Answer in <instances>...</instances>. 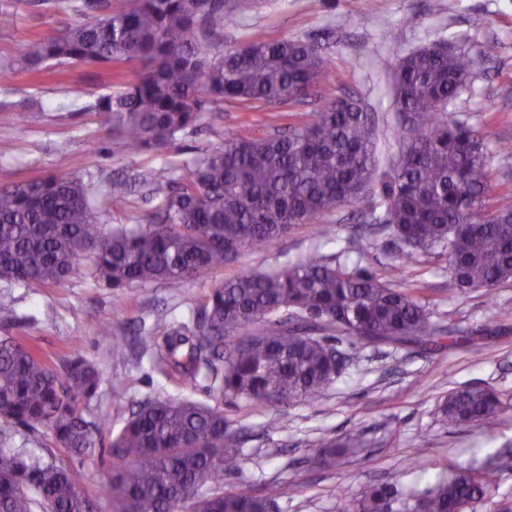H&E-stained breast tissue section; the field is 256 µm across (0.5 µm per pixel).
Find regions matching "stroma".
Segmentation results:
<instances>
[{"instance_id": "35a3bbf8", "label": "stroma", "mask_w": 512, "mask_h": 512, "mask_svg": "<svg viewBox=\"0 0 512 512\" xmlns=\"http://www.w3.org/2000/svg\"><path fill=\"white\" fill-rule=\"evenodd\" d=\"M79 0H0L9 15L0 22V101L13 109L0 113V141L12 150L0 155V185L25 183L52 173L78 177L92 197L115 179L131 189L113 200L100 224H138L156 201L143 177L188 176L194 159L209 153L225 137H270L287 132L297 117L318 111L325 98L357 100L379 123V172L392 171L401 157L395 68L400 58L422 47L447 43L473 59L466 87L447 105L446 117L476 131L488 153L499 187L491 193L496 207L512 206L504 191L512 184V156L495 151L512 139V0H252L225 10L220 47L243 48L282 39L317 43L330 74L320 92L298 102L271 105L260 101L208 102L196 128L180 133L165 148L131 153L90 106L105 94L122 90L142 69L132 60L115 66L71 62L34 73L21 60V46L34 45L49 26L60 30L96 19V12L75 11ZM497 52L485 57V44ZM382 183L372 181L357 203L346 204L296 226L264 253L247 251L186 282L135 284L115 291L82 273L62 284L29 286L0 278V304L15 317L0 323V338L13 336L38 349L51 365L73 352L101 370L98 396L88 417L106 420L119 431L138 403L148 398L188 397L211 403L209 380L179 385L158 371V347L130 343L124 355L109 356L108 344L93 332L101 321L127 334L138 327L186 320L212 288L247 270L268 271L318 252L327 261L360 263L377 274L399 262L401 244L379 224L384 214ZM329 225L328 236L316 225ZM401 287H423L430 300L431 327L454 335L476 331L470 345L426 351L411 345L339 342L348 361L326 394L258 406L244 399L223 401L225 416L241 432L236 469L224 488L264 495L286 487L275 512H348L364 488L391 484L399 512L410 494L419 493L447 474L454 463L482 462L512 454V327L496 336L480 335L496 309L512 308V282L492 292L460 291L448 267V252L435 247L419 262L403 266ZM488 385L504 395L505 411L496 425L458 427L438 421V402L467 385ZM282 429H266L269 417ZM360 431L365 444L325 471L308 469L306 448ZM420 445L421 457L412 454Z\"/></svg>"}]
</instances>
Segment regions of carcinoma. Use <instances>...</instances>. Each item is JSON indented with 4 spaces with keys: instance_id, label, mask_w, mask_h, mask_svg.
I'll return each instance as SVG.
<instances>
[{
    "instance_id": "cac0c4a2",
    "label": "carcinoma",
    "mask_w": 512,
    "mask_h": 512,
    "mask_svg": "<svg viewBox=\"0 0 512 512\" xmlns=\"http://www.w3.org/2000/svg\"><path fill=\"white\" fill-rule=\"evenodd\" d=\"M224 0H131V6L65 31L48 28L21 51L28 68L70 61L104 66L139 59L146 71L123 90L97 99L95 110L130 150L158 149L201 117L206 98L271 104L296 102L328 80L314 44L282 40L215 50L195 37L216 27ZM463 51L433 44L402 57L395 83L411 129L401 163L383 185V221L411 246L406 259L436 245L448 249L457 286L490 290L512 280V207L490 211L494 174L473 130L443 116L471 73ZM374 113L352 99L325 103L306 123L276 137L229 136L189 177L155 187L154 214L142 224H99L98 211L128 193L112 181L90 200L81 180L52 174L0 187V277L27 285L61 284L84 268L100 285L184 281L243 251L274 246L288 230L360 199L376 171ZM429 301L418 288H397L359 266L330 265L315 254L267 273L244 271L205 296L195 316L137 334L165 349L159 368L178 382L203 375L227 399L273 406L315 399L334 382L345 355L333 341L414 342L426 350L443 337L428 331ZM334 331L338 336H324ZM95 333L121 354L125 337L100 322ZM98 366L76 353L47 364L12 337L0 340V512H273L275 496L224 491V473L240 453L239 431L221 404L149 398L104 442V425L85 409L97 397ZM502 394L473 385L451 391L437 417L455 426L496 423ZM49 432L69 461L108 447L112 476L91 495L61 458L6 448L8 427ZM344 442L306 449L312 469L361 447ZM508 460L453 464L402 512H464L488 498ZM392 486L366 487L352 512H391Z\"/></svg>"
}]
</instances>
